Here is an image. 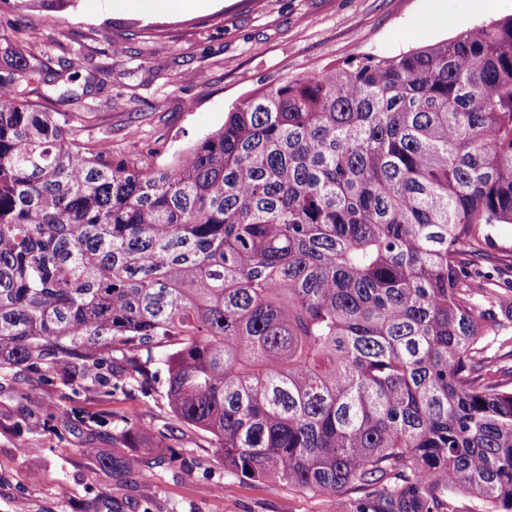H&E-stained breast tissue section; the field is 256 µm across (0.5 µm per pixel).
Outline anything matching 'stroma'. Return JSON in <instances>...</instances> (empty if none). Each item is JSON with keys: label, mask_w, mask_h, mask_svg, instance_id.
Instances as JSON below:
<instances>
[{"label": "stroma", "mask_w": 512, "mask_h": 512, "mask_svg": "<svg viewBox=\"0 0 512 512\" xmlns=\"http://www.w3.org/2000/svg\"><path fill=\"white\" fill-rule=\"evenodd\" d=\"M509 16L512 0L483 11L473 0H219L170 14L146 13L141 0H77L58 12L0 0V34L26 39L54 70L78 59L94 78L72 102L39 99L31 83L17 86L20 98L70 116L83 147L106 140L114 160L161 166L259 87ZM125 368L117 351L75 379L49 363L0 369V512H356L351 497L232 474L217 438L175 417L161 380L135 382ZM94 448L138 458L150 479L88 481Z\"/></svg>", "instance_id": "35a3bbf8"}]
</instances>
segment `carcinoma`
Returning <instances> with one entry per match:
<instances>
[{"mask_svg": "<svg viewBox=\"0 0 512 512\" xmlns=\"http://www.w3.org/2000/svg\"><path fill=\"white\" fill-rule=\"evenodd\" d=\"M50 73L0 36V367L157 349L171 410L240 478L512 512V368L487 355L512 315L473 287L512 266V18L256 89L161 167L15 94L79 99Z\"/></svg>", "mask_w": 512, "mask_h": 512, "instance_id": "carcinoma-1", "label": "carcinoma"}]
</instances>
